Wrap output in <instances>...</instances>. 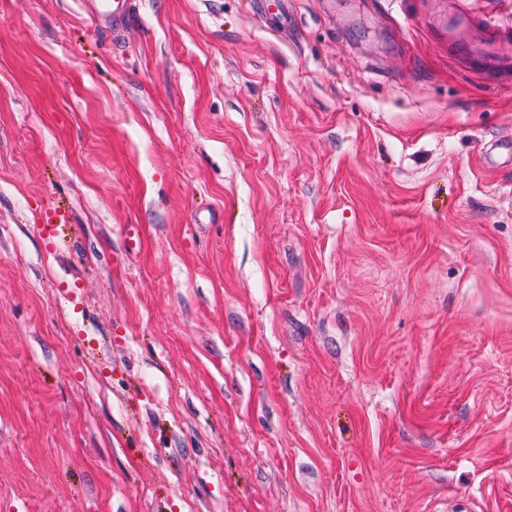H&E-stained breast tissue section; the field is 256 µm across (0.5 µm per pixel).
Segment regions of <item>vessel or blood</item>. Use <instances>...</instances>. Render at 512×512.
Returning a JSON list of instances; mask_svg holds the SVG:
<instances>
[{
	"mask_svg": "<svg viewBox=\"0 0 512 512\" xmlns=\"http://www.w3.org/2000/svg\"><path fill=\"white\" fill-rule=\"evenodd\" d=\"M512 35V27L496 17H470L465 10L449 12L445 23V37L450 44L464 49L481 67L495 71L503 61L497 51L500 40Z\"/></svg>",
	"mask_w": 512,
	"mask_h": 512,
	"instance_id": "vessel-or-blood-1",
	"label": "vessel or blood"
}]
</instances>
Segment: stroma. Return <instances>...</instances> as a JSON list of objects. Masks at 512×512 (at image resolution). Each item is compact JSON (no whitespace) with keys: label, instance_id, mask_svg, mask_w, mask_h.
<instances>
[{"label":"stroma","instance_id":"obj_1","mask_svg":"<svg viewBox=\"0 0 512 512\" xmlns=\"http://www.w3.org/2000/svg\"><path fill=\"white\" fill-rule=\"evenodd\" d=\"M128 2L0 0V512H512V72Z\"/></svg>","mask_w":512,"mask_h":512}]
</instances>
